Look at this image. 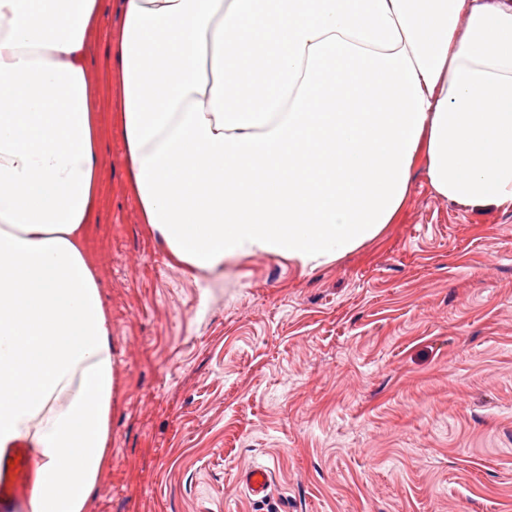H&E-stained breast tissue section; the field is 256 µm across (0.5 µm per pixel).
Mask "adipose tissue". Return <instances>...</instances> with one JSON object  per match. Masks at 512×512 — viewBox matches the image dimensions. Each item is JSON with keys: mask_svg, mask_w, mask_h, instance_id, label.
Here are the masks:
<instances>
[{"mask_svg": "<svg viewBox=\"0 0 512 512\" xmlns=\"http://www.w3.org/2000/svg\"><path fill=\"white\" fill-rule=\"evenodd\" d=\"M102 0H0V449L27 512H86L106 462L111 324L82 245ZM114 110L143 218L209 273L330 264L433 192L512 209V0H121ZM31 464L33 469L31 451L25 446L0 453V509L3 511L9 510L28 489Z\"/></svg>", "mask_w": 512, "mask_h": 512, "instance_id": "1", "label": "adipose tissue"}]
</instances>
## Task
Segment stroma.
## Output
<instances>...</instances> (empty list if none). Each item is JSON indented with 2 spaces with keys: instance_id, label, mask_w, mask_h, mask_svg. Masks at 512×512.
<instances>
[{
  "instance_id": "stroma-1",
  "label": "stroma",
  "mask_w": 512,
  "mask_h": 512,
  "mask_svg": "<svg viewBox=\"0 0 512 512\" xmlns=\"http://www.w3.org/2000/svg\"><path fill=\"white\" fill-rule=\"evenodd\" d=\"M87 82L117 376L88 512H512V210L438 197L420 159L395 223L336 262L202 273L142 221L106 36ZM272 482L273 471L270 467H253L240 474V483L244 490L255 498H265Z\"/></svg>"
}]
</instances>
